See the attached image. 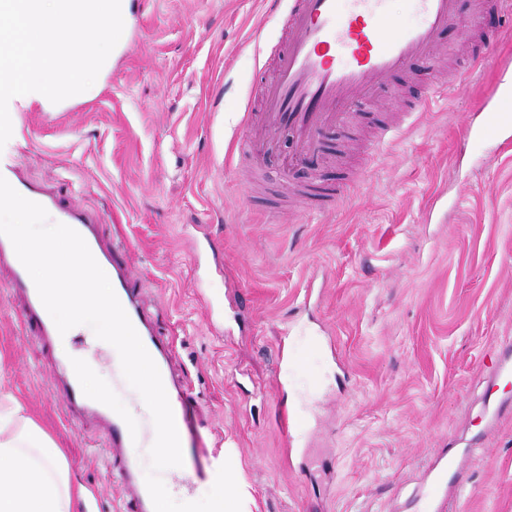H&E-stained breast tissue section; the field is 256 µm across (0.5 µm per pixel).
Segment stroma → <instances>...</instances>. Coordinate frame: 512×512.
I'll use <instances>...</instances> for the list:
<instances>
[{"instance_id": "stroma-1", "label": "stroma", "mask_w": 512, "mask_h": 512, "mask_svg": "<svg viewBox=\"0 0 512 512\" xmlns=\"http://www.w3.org/2000/svg\"><path fill=\"white\" fill-rule=\"evenodd\" d=\"M472 4L456 0L440 61L387 80L383 111L364 105L350 129H328L314 180L288 169L293 140L231 150L243 121H263L286 0H127L132 49L87 97L10 115L0 166L54 186L129 245L146 310L200 406V440L215 465L232 459L249 512H426L433 488L460 512H512V414L489 434L480 418L492 361L512 340V149L487 134L456 152L512 34ZM440 68L462 87L412 111ZM395 120L400 132L375 146ZM360 172L343 204L284 208L313 182ZM8 280L1 268L0 390L87 489L72 512H124L99 428L67 421ZM478 434L468 481L435 488L448 450Z\"/></svg>"}]
</instances>
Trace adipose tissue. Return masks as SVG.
<instances>
[{
  "mask_svg": "<svg viewBox=\"0 0 512 512\" xmlns=\"http://www.w3.org/2000/svg\"><path fill=\"white\" fill-rule=\"evenodd\" d=\"M86 496L61 448L17 397L0 393V512H71Z\"/></svg>",
  "mask_w": 512,
  "mask_h": 512,
  "instance_id": "1",
  "label": "adipose tissue"
}]
</instances>
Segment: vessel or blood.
Masks as SVG:
<instances>
[{
  "label": "vessel or blood",
  "instance_id": "obj_1",
  "mask_svg": "<svg viewBox=\"0 0 512 512\" xmlns=\"http://www.w3.org/2000/svg\"><path fill=\"white\" fill-rule=\"evenodd\" d=\"M408 18L392 11L390 0H292L286 17L288 36L280 49L273 78L262 90L266 124L246 142L251 150L271 148L277 128L294 131L298 151L316 155L323 150L328 126H348L353 106L373 100L387 78L415 58L430 56L438 33L457 22L455 0H407ZM495 132L512 141V81L501 79L479 112L467 136ZM4 178L23 197L53 212L56 222L77 231L99 266L112 277L113 290L142 344L155 362L181 431L183 464L175 475L184 492H191L209 476L210 462L195 436L194 398L171 369L172 348L157 336L132 271L116 247L100 233L101 220L75 206L62 205L54 188L27 182L16 167L0 168ZM10 270L9 288L22 302L24 325L36 326L49 349L53 371L61 386L69 422H96L104 432L111 459V475L123 488L132 512H154L146 484L139 479L137 450L152 437L149 425L113 416L105 397L68 372V349L48 320L46 309L11 241L0 235V267ZM512 379V343L502 345L492 369L490 385Z\"/></svg>",
  "mask_w": 512,
  "mask_h": 512
}]
</instances>
